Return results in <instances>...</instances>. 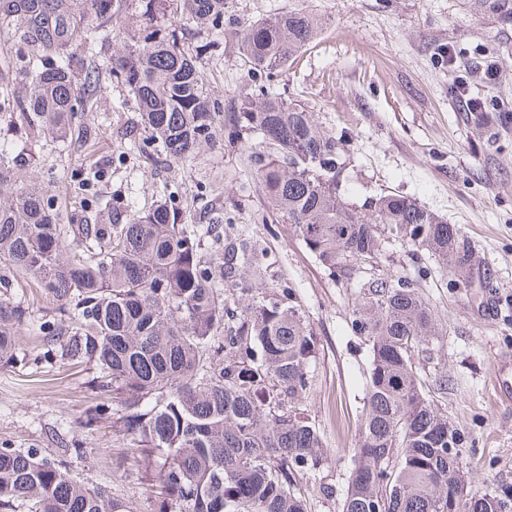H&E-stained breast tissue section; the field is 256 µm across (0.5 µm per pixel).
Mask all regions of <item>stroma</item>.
<instances>
[{
    "mask_svg": "<svg viewBox=\"0 0 512 512\" xmlns=\"http://www.w3.org/2000/svg\"><path fill=\"white\" fill-rule=\"evenodd\" d=\"M296 7L313 9L323 26L272 89L307 106L325 130L344 133L340 183L348 197L357 203L370 195L414 197L456 225L480 257L470 281L461 283L426 254L395 243L383 247L385 269L418 281L446 331L425 365L426 381L448 380L435 398L466 435L462 451L472 462L471 491L512 484V401L499 400L491 383L496 362H512V25L467 14L462 0H391L386 9L379 0H232L224 24ZM442 45L461 72L483 55L497 57L498 77L474 80L470 95L495 108L501 124H477L461 110L452 74L437 61ZM201 73L224 105L250 85L229 40L219 59L203 61ZM4 137L22 172L56 198L62 223L88 214L100 194L120 210H144L172 195L187 207L185 223L194 224L203 198L228 212L235 232L275 256L272 278L296 286L317 338L304 407L328 462L311 479L307 512H339L370 366L348 329L353 291L329 277L293 225L276 221L245 153L221 138L201 150L192 167L163 157L147 164L139 112L118 85L99 103L83 136L63 144L36 142L18 129ZM92 167L100 177L88 187L84 178ZM0 278L13 283L0 288V298L21 304L26 317L15 362L0 363V446L68 460L71 474L85 484L110 490L137 512H155L147 488L151 464L128 456L131 441L110 418L92 417L97 404L112 400L97 387L98 369L62 355L78 307L58 308L10 270L0 269ZM49 326L59 339L47 344Z\"/></svg>",
    "mask_w": 512,
    "mask_h": 512,
    "instance_id": "1",
    "label": "stroma"
}]
</instances>
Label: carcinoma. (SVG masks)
<instances>
[{
	"mask_svg": "<svg viewBox=\"0 0 512 512\" xmlns=\"http://www.w3.org/2000/svg\"><path fill=\"white\" fill-rule=\"evenodd\" d=\"M475 15L512 24V0H465ZM229 0H0V32L22 46L0 78L8 123L35 138L72 137L86 89L110 76L136 102L148 143L192 162L220 133L246 153L272 212L333 279L356 289L348 328L371 358L359 438L341 512H512V485L467 492L471 461L448 448L464 432L438 406L416 356L444 335L419 284L377 268L389 240L425 251L462 280L477 258L460 230L399 194L360 205L341 192L343 136L326 131L302 104L267 86L317 37L321 17L293 8L233 32L251 91L227 107L212 97L200 64L224 42ZM136 13L121 48L100 60L98 38ZM176 15L193 27L187 47ZM11 144L0 143V187L15 184ZM34 180L0 192V267L31 279L61 308L78 298L66 356L92 362L112 389L119 427L134 451L158 456V512H307L309 479L327 462L319 432L300 408L311 387L314 335L286 280L267 281L263 249L231 232L205 255L202 236L224 223L180 224L163 202L124 215L110 207L93 222L61 224ZM18 306L0 300V362L15 357ZM109 407L99 405L98 416ZM133 512L101 487L72 477L32 450L0 448V512Z\"/></svg>",
	"mask_w": 512,
	"mask_h": 512,
	"instance_id": "cac0c4a2",
	"label": "carcinoma"
}]
</instances>
